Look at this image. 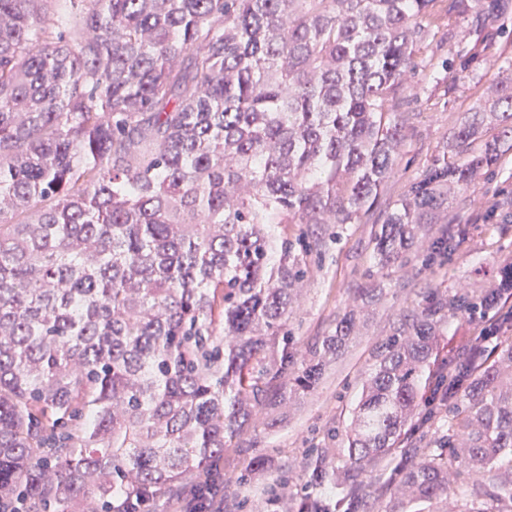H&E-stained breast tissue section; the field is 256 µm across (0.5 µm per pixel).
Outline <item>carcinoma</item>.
<instances>
[{
  "mask_svg": "<svg viewBox=\"0 0 512 512\" xmlns=\"http://www.w3.org/2000/svg\"><path fill=\"white\" fill-rule=\"evenodd\" d=\"M503 0H0V512H115L197 479L320 383L349 313L296 367L287 224H357L405 138L443 13L473 59ZM512 151V82L456 124L372 238L377 272ZM466 224H445L433 253ZM512 262L474 298L425 289L374 352L336 501L297 512H512ZM495 344L444 349L449 314ZM400 454L393 467L389 458Z\"/></svg>",
  "mask_w": 512,
  "mask_h": 512,
  "instance_id": "carcinoma-1",
  "label": "carcinoma"
}]
</instances>
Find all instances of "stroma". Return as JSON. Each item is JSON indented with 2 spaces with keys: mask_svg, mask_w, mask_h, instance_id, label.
<instances>
[{
  "mask_svg": "<svg viewBox=\"0 0 512 512\" xmlns=\"http://www.w3.org/2000/svg\"><path fill=\"white\" fill-rule=\"evenodd\" d=\"M466 19L452 16L435 37L423 45L421 66L413 79L415 97L406 107L405 139L397 172L381 188L378 204L357 224L319 226V241L308 256V273L288 331L299 349L315 337L329 335L337 318L355 311L358 335L331 359L318 387L281 410L260 416L243 434L240 451L224 456V512H249L264 502L267 512H295L294 504L307 496H329V487L310 485L304 475L308 457L320 448L341 445L339 431L349 424L361 389V377L373 362L375 347L400 325L426 288L452 295L458 290L477 293L496 287L503 264L512 261V159L492 172L476 176L469 187L423 225V243L407 262L372 274L371 239L386 212L402 197L432 160L458 120L488 87L512 74V10L500 18L477 64L470 84L451 87L437 67L440 58H453L449 33H463ZM470 225L469 236L450 254L428 266L424 258L438 225ZM370 289L366 299L353 298L356 287ZM261 455L264 473L241 480L244 462Z\"/></svg>",
  "mask_w": 512,
  "mask_h": 512,
  "instance_id": "obj_1",
  "label": "stroma"
}]
</instances>
